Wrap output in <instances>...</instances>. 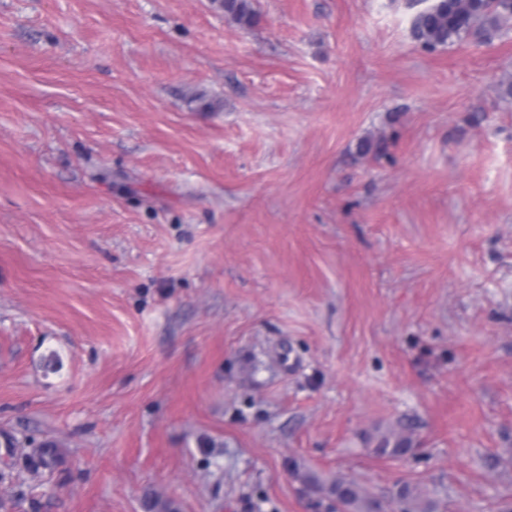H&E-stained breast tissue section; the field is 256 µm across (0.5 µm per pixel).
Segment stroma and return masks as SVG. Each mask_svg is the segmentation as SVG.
Instances as JSON below:
<instances>
[{"label":"stroma","mask_w":512,"mask_h":512,"mask_svg":"<svg viewBox=\"0 0 512 512\" xmlns=\"http://www.w3.org/2000/svg\"><path fill=\"white\" fill-rule=\"evenodd\" d=\"M430 2L0 0V512H512V30ZM219 6L224 16L235 22L241 28H252L258 24L259 15L253 0H221ZM482 1L433 0L412 18L414 39L427 51L466 37L490 42L512 22V0ZM309 481L334 501L336 512H435L437 507L433 499L409 484L399 488L393 500L385 503L355 480L336 479L328 486L314 478L309 477Z\"/></svg>","instance_id":"1"}]
</instances>
